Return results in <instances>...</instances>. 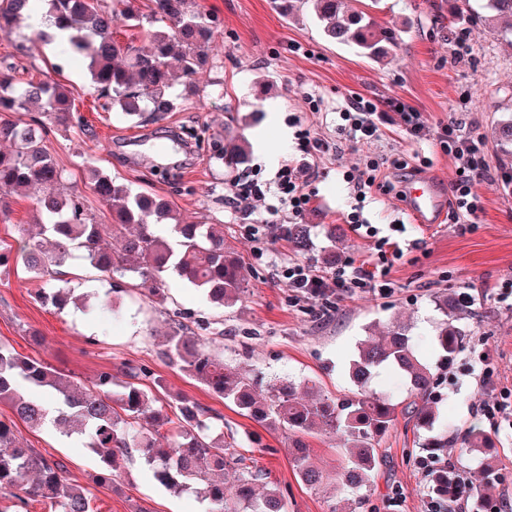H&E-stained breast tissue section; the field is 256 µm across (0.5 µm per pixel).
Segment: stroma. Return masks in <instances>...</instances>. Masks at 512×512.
Masks as SVG:
<instances>
[{"label":"stroma","instance_id":"stroma-1","mask_svg":"<svg viewBox=\"0 0 512 512\" xmlns=\"http://www.w3.org/2000/svg\"><path fill=\"white\" fill-rule=\"evenodd\" d=\"M197 2L217 20L215 48L193 78L177 79L174 91L181 105L162 120L139 124L95 111L83 63L60 60L47 46H31V31L24 26L0 33V68L10 63L17 78L31 75L71 90L78 120L52 129L45 145L96 223H111L112 216L83 182L88 159L131 190L151 186L188 223L223 225L244 267L241 301L229 309L214 308L196 288L171 275L163 303L134 291L120 294L110 310L90 314L71 306L60 312L36 300L42 279L13 265L0 274V343L85 383L102 370L118 375L132 366L149 368L168 392L187 394L223 415L225 440L251 450L283 492L286 512H330L331 506L344 505L345 492L330 486L311 490L302 483L291 463L287 432L239 414L161 358L171 320L181 315L208 321L211 349L262 383L311 380L323 393L344 401L357 393L346 367L371 326L407 321L420 356L437 363L432 336L440 315L434 298L465 293L477 317L465 324L463 349L438 373V431L452 438L475 425L490 430L494 497L512 503V425L491 431L476 411L480 402L512 390V303L499 301L495 289L512 280V180L505 157L489 139L491 129L512 116L507 21L473 30L464 13L449 14L448 0H380L372 14L379 24L396 30L398 44L387 58L374 61L327 39L310 17H283L272 0ZM465 29L469 50L454 55L453 43ZM355 95L412 106L428 125L427 136L413 137L391 112L373 144L349 145L338 131L336 114ZM294 118L332 147L314 157L318 176L301 218L312 227L306 252L279 238L275 226L253 234V226L268 217L264 207L245 218L224 201L239 174L252 172L269 180L282 163L299 157L295 137L283 142L277 136ZM451 119L458 120L462 134L485 140L493 178L475 186L484 206L476 223H458L447 214L436 224H414L395 194L374 193L365 209L369 222L384 231L405 223V239L419 244L394 264L391 293L324 301L296 297L282 276L288 265L320 269L319 257L331 246L342 260H361L375 252L372 239L344 225L352 202L344 172L371 158L404 159L413 165L424 158L430 165L423 176L449 189L456 163L442 151L439 136ZM190 127L199 141H178V134ZM227 133L244 137L250 147L248 162L237 171L208 158L210 137ZM327 224L343 225L345 231L329 241L323 230ZM483 353L488 360L482 365L478 357ZM18 431L45 456L61 461L68 479L88 487L96 512H139L143 507L148 512H204L194 494L169 493L140 460L127 463L112 485L101 487L89 480L99 459L84 440L23 425ZM424 437L412 418L398 415L379 441L384 462L363 512H427L432 477L423 461Z\"/></svg>","mask_w":512,"mask_h":512}]
</instances>
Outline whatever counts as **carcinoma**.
<instances>
[{"label": "carcinoma", "instance_id": "1", "mask_svg": "<svg viewBox=\"0 0 512 512\" xmlns=\"http://www.w3.org/2000/svg\"><path fill=\"white\" fill-rule=\"evenodd\" d=\"M144 15L132 0H0V32L31 21L35 39L53 42L41 21L48 20L65 39L58 42L65 59L78 56L87 62L94 93L102 110L130 120L150 112L161 116L176 109L171 93L174 70L189 79L213 50V20L196 0H150ZM481 8L493 17L512 18V0H481ZM286 17L297 19L308 11L323 23L326 37L353 45L363 55L380 60L396 44V34L377 24L362 10H346L345 0H273ZM143 32L141 45L122 42L115 27ZM35 106L40 117L28 122L0 119V212L9 209L14 196L36 197L46 223L38 224L37 236L22 228L18 246L0 240V268L15 260L46 279L48 288L39 299L63 310L70 305L97 311L114 307L90 294L74 295L60 286L61 268L80 252L87 264L105 278L141 279L152 285L153 296L164 298V277L175 274L218 307H230L244 292L245 275L238 256L224 242L222 224H184L167 202L150 192H132L94 165L85 167L87 185L112 215V223L96 224L86 212L82 197L65 184L62 170L44 145L52 126L68 125L73 112L70 92L60 83L19 81L13 68L0 71V112L27 111ZM495 140L499 151L512 158V118L498 124ZM210 158L229 169L247 161L245 143L214 139ZM121 237L114 249L104 236ZM311 226H288V243L298 252L310 245ZM442 318L433 337L441 361L448 363L463 347L462 323L475 316L453 296L438 299ZM201 329L205 323L196 321ZM195 328V329H197ZM181 320L173 321L162 357L188 373L198 383L232 404L240 414L260 423L276 425L293 434L324 433L339 436L348 459L334 481L355 495L359 508L367 487L382 462L376 444L402 411L415 426L429 433L422 447L429 451L453 448L456 441L436 431L438 411L432 399L437 384L435 369L423 361L409 335L408 325L395 322L379 337L370 336L358 349L348 368L358 396L339 402L320 392L304 398L292 383L267 386L257 396V381L224 364L209 349V339ZM392 366L406 378L412 400L403 409L371 388L374 370ZM120 380L110 370L96 374L88 385L78 383L51 364L24 356L0 343V404L11 417L0 419V512H29L40 499L50 512H94L89 492L69 482L64 466L43 456L20 437L16 422L40 428L48 420L45 402L57 405L53 422L66 436L86 440L100 458L101 467L92 481L112 483L121 461L138 457L154 479L173 494L191 492L207 503L208 512H283V493L267 484L266 473L248 464L241 449L224 442V434L211 429L224 417L185 394L169 397L159 405L157 391L163 380L145 368L130 367ZM151 384H146V381ZM489 447L487 434L468 431L458 460L476 459ZM293 465L301 481L318 490L329 478L310 462L306 446H291ZM233 482H224V471ZM458 466L441 469L433 478L432 491L452 496L462 487L455 479Z\"/></svg>", "mask_w": 512, "mask_h": 512}]
</instances>
